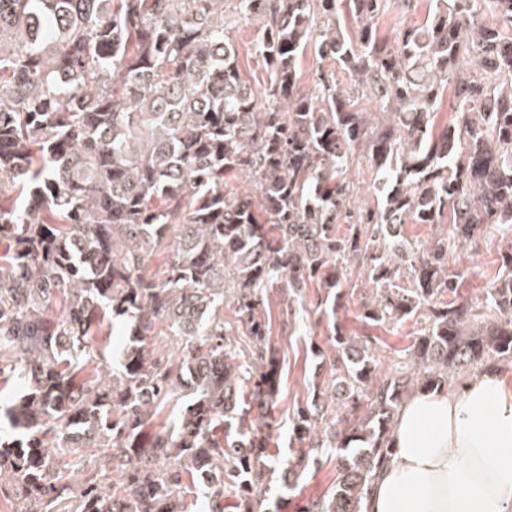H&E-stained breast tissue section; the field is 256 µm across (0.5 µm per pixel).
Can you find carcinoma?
<instances>
[{
    "label": "carcinoma",
    "mask_w": 512,
    "mask_h": 512,
    "mask_svg": "<svg viewBox=\"0 0 512 512\" xmlns=\"http://www.w3.org/2000/svg\"><path fill=\"white\" fill-rule=\"evenodd\" d=\"M224 2L0 0V383L18 391L0 405V482L17 512L74 497L76 512H187L197 484L207 512L231 493L261 512L271 291L289 310L321 288L335 315L358 266L376 288L365 323L427 311L383 376L372 337L332 324L287 471L321 448L336 481L300 512H361L400 406L512 360V251L479 312L448 269L482 225L512 234V0H429L422 24L390 36L378 21L395 0H234L230 15ZM247 19L259 91L231 35ZM309 50L328 69L303 87ZM363 162L371 203L350 179ZM240 176L252 192L231 187ZM404 224L446 228L414 245ZM85 446L110 449L106 464L60 467L58 450Z\"/></svg>",
    "instance_id": "obj_1"
}]
</instances>
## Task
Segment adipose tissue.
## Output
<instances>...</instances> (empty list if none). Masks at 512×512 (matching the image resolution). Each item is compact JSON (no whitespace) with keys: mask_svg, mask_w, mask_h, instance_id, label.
<instances>
[{"mask_svg":"<svg viewBox=\"0 0 512 512\" xmlns=\"http://www.w3.org/2000/svg\"><path fill=\"white\" fill-rule=\"evenodd\" d=\"M362 512H512V387L488 370L411 396Z\"/></svg>","mask_w":512,"mask_h":512,"instance_id":"obj_1","label":"adipose tissue"}]
</instances>
